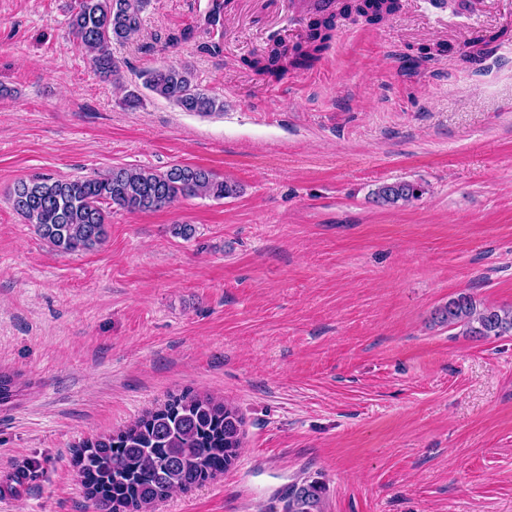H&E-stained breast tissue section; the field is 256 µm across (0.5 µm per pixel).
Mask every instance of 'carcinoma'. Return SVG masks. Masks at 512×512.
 I'll return each mask as SVG.
<instances>
[{"mask_svg":"<svg viewBox=\"0 0 512 512\" xmlns=\"http://www.w3.org/2000/svg\"><path fill=\"white\" fill-rule=\"evenodd\" d=\"M150 0H76L72 34L90 55L100 77L117 81L120 67L111 44L141 29ZM400 0H343L337 14L309 19L302 42L292 51L281 41L247 62L257 74L278 79L288 70H308L321 58L340 21L350 17L377 24L395 14ZM143 86L186 112L210 115L224 111V101L194 85L186 66H163L143 73ZM238 186L212 172L175 165L163 172L114 168L75 180L35 177L18 182L10 197L13 209L37 234L65 254L86 252L107 236L112 207L135 213L156 210L180 197L221 200L237 195ZM381 206L406 204L420 189L406 181L383 183L372 192ZM440 323L475 338L512 333V307H480L468 293L448 300ZM20 393L15 375L0 371V406ZM245 418L228 403L191 392L171 396L163 406L108 435L83 442L73 457L95 512H151L175 491H187L224 472L238 458ZM322 486H295L287 512H320Z\"/></svg>","mask_w":512,"mask_h":512,"instance_id":"cac0c4a2","label":"carcinoma"}]
</instances>
